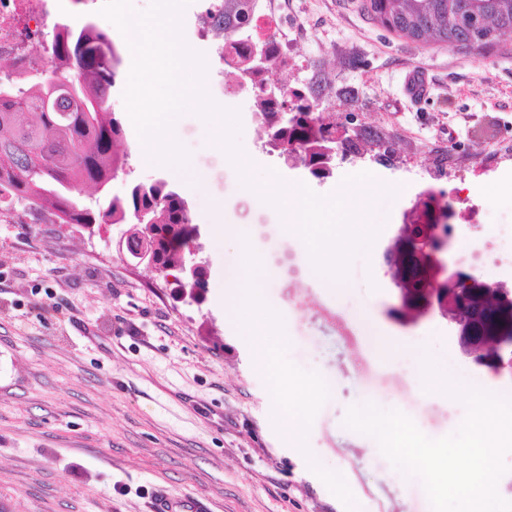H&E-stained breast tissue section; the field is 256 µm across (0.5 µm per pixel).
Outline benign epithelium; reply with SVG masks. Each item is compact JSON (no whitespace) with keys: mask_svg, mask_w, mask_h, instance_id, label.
<instances>
[{"mask_svg":"<svg viewBox=\"0 0 512 512\" xmlns=\"http://www.w3.org/2000/svg\"><path fill=\"white\" fill-rule=\"evenodd\" d=\"M147 212L136 214V223L119 241L138 264H146L171 281L195 282L206 264L194 258L168 274L148 236ZM447 246L440 226L427 217H404L396 236L385 249L384 261L397 290L393 311L413 323L432 313L448 320L461 357L494 374H512V295L497 283L481 281L462 269L448 266L442 258Z\"/></svg>","mask_w":512,"mask_h":512,"instance_id":"benign-epithelium-1","label":"benign epithelium"}]
</instances>
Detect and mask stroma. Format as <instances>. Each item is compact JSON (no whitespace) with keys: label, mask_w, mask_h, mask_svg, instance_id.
I'll return each mask as SVG.
<instances>
[{"label":"stroma","mask_w":512,"mask_h":512,"mask_svg":"<svg viewBox=\"0 0 512 512\" xmlns=\"http://www.w3.org/2000/svg\"><path fill=\"white\" fill-rule=\"evenodd\" d=\"M274 3L295 39L287 70H270V82L305 89L327 122L361 136L358 156L341 161L332 179L317 181L266 153L249 99L225 100L217 43L195 36L209 0L184 9V40L205 56L209 96L240 113L250 178L268 187L280 180L290 191L302 183L324 197L348 193L375 240L353 256L347 291L328 294L282 215L242 193L214 141L219 121L187 113L174 125L191 170L206 177L202 187L147 161L122 93L132 58L117 43L111 105L128 157L109 193L122 197L132 184L159 179L176 186L189 204L207 285L196 303L129 262L117 246L124 225L60 224L22 203L0 212V512H150L159 490L203 500L210 512H346L309 469L311 457L343 475L360 512H432L420 480L345 428V412L379 399L437 439L459 427L465 406L416 385L415 360L376 358L373 330L424 349L457 384L512 398V377L459 358L445 319L406 326L389 315L393 285L382 261L417 194L455 188L432 178L442 161L465 171L488 223L512 224V34L476 55L407 41L370 16L363 0ZM103 4L60 0L58 19L115 35ZM416 70L429 82L420 101L405 89ZM217 215L239 225L274 271L264 290L284 321L286 359L337 378L307 436L309 456L277 432L251 340L225 316L224 244L211 232Z\"/></svg>","instance_id":"35a3bbf8"}]
</instances>
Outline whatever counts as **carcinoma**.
I'll list each match as a JSON object with an SVG mask.
<instances>
[{"instance_id": "cac0c4a2", "label": "carcinoma", "mask_w": 512, "mask_h": 512, "mask_svg": "<svg viewBox=\"0 0 512 512\" xmlns=\"http://www.w3.org/2000/svg\"><path fill=\"white\" fill-rule=\"evenodd\" d=\"M224 38L241 30V0H223ZM475 0H366L365 10L388 31L405 24L418 29L421 42L439 44L457 26L471 35V51L480 55L497 44L478 32ZM492 22L512 31V0H480ZM112 40L94 24L57 27L51 40L50 75L25 90L0 84V208L23 201L36 212H51L60 224H119L141 209L149 211L162 265L178 268L188 240L182 225L191 223L188 202L165 180L134 185L126 196L99 195L80 204L76 194L92 185L108 186L127 158L122 122L110 99L119 72L109 67L105 49ZM256 97L277 106L258 112L271 150L288 161L300 156L309 173L334 174L336 156L324 152L336 146V131L320 123L316 105L288 85L260 82ZM292 110V125L278 124V113Z\"/></svg>"}]
</instances>
